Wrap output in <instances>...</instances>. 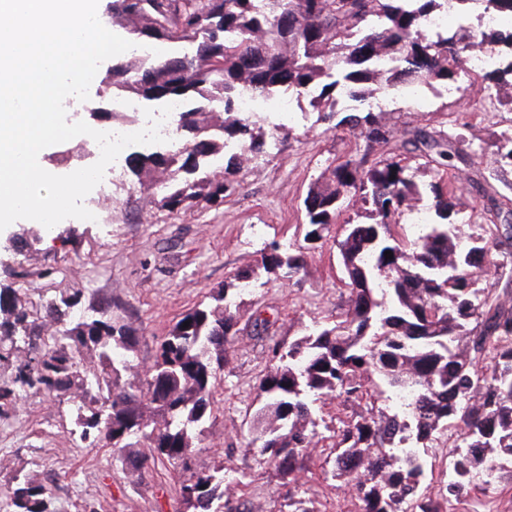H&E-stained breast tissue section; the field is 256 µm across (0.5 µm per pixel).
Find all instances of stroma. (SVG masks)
I'll return each mask as SVG.
<instances>
[{"mask_svg":"<svg viewBox=\"0 0 512 512\" xmlns=\"http://www.w3.org/2000/svg\"><path fill=\"white\" fill-rule=\"evenodd\" d=\"M481 76L474 70L468 80L448 86L423 84L414 98L360 101L342 96L326 122L305 97H293L286 114L259 109V126L267 130L276 124L280 130L264 153L243 157L236 174L239 187L220 204L203 203L178 213L147 207L148 187L132 185L126 164L118 163L112 188L101 202L100 223L50 232L20 219L0 231V290L15 291L36 320L59 291L74 289L75 312L104 310L131 327L133 356L149 366L180 314L208 299L265 243L302 242L309 187L329 167L358 153L361 142L348 118L368 111L395 132L419 126L471 144L470 159L459 165V178L448 191L453 220L463 243H470L483 234L487 216L469 181L492 177L496 143L512 134V112L485 100ZM32 229L38 242L19 255L8 250L13 234ZM347 300L339 254L329 242L309 252L297 278L270 282L246 297L237 313L240 333L231 372L223 376L213 411L201 426L195 469H223L228 484L238 478L258 407L257 381L269 363L267 343L254 336L255 319H268L269 336L288 342L315 324L335 320ZM77 409L68 397L50 399L33 390L6 406L7 417L0 421V496L21 469L40 481L56 480L60 512H86L90 506L95 512H185L178 496L185 472L166 465L142 480L113 467L111 449L73 440ZM331 466L323 455L306 460L299 495L314 512H349L346 490L324 477ZM247 483L248 507L282 512L284 491L271 468L252 464ZM447 508L512 512V473H504L494 491L473 490Z\"/></svg>","mask_w":512,"mask_h":512,"instance_id":"1","label":"stroma"}]
</instances>
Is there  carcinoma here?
Returning a JSON list of instances; mask_svg holds the SVG:
<instances>
[{"mask_svg":"<svg viewBox=\"0 0 512 512\" xmlns=\"http://www.w3.org/2000/svg\"><path fill=\"white\" fill-rule=\"evenodd\" d=\"M446 0H112V22L145 42H190L195 55L112 65L103 95L124 92L148 101L180 100L173 120L186 140L183 152H133L131 173H158L155 207L185 211L238 184L237 156L224 146L236 138L247 152L265 146L261 127L236 109L244 94L270 97L320 89L313 105L327 120L336 91L358 99L379 78L391 86L454 83L464 70V48L453 35L424 32V17ZM495 16H512V0H481ZM394 66L380 76L375 59ZM365 144L360 156L311 185L304 199L305 245L265 244L250 263L210 296L183 312L144 370L131 357L130 328L93 310L65 319L74 295L62 290L40 323L29 320L13 291L0 292V335L23 336L27 352L15 376L0 384V403L31 388L62 395L92 390L100 406L78 411V438L112 449V461L140 477L169 464L188 466L197 430L212 412L219 382L238 341L235 309L243 295L273 280L300 274L307 253L337 225L345 194L373 206L379 220L346 222L336 245L348 309L290 343H277L258 381L263 406L245 447L258 449L283 485L290 512H312L296 497L303 461L316 451L334 457L331 477L347 490L353 512H442L443 503L468 494L477 478L488 492L512 468V282L502 292L499 270L512 262V199L488 180L480 188L490 224L473 244L457 241L451 205L430 185L438 221L423 225L408 252L393 232L392 217L420 196L415 173L393 158H371L374 146L404 150L426 165L467 162L460 141L415 127L397 141L368 112L350 118ZM498 148L495 176H512V135ZM393 253L388 259L384 252ZM490 285L480 288V280ZM188 327H183L184 322ZM96 348L97 358L84 354ZM403 396L407 407L392 404ZM352 411L337 417L331 446L320 448L312 406ZM448 443V466L428 468L429 449ZM186 482L200 487L183 499L188 512H248L247 483L224 484V472H199ZM0 499V512H59L56 486L22 470Z\"/></svg>","mask_w":512,"mask_h":512,"instance_id":"obj_1","label":"carcinoma"}]
</instances>
